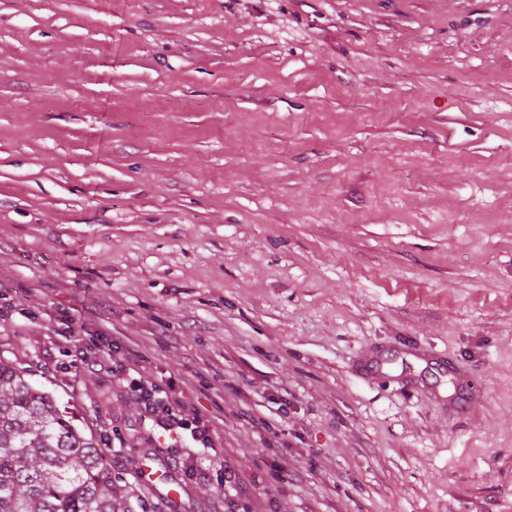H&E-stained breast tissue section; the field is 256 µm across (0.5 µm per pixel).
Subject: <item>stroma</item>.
Wrapping results in <instances>:
<instances>
[{"instance_id": "35a3bbf8", "label": "stroma", "mask_w": 512, "mask_h": 512, "mask_svg": "<svg viewBox=\"0 0 512 512\" xmlns=\"http://www.w3.org/2000/svg\"><path fill=\"white\" fill-rule=\"evenodd\" d=\"M0 357L160 512H512V0H0ZM115 372L116 376H119L123 381L129 382L132 392L141 400L145 409H149L150 412H155L154 406L168 398L167 391L160 385L142 383L140 378L133 377L132 372H136L133 367L120 365L116 367ZM162 394L164 396H160ZM185 406L181 403L177 407L166 408V417L163 420H157L156 426L160 430L157 437V451L164 453L168 448L185 443L191 439L195 443L202 445V448L213 449V441L210 433L209 420H203L201 417L185 413ZM162 438V442L159 439Z\"/></svg>"}]
</instances>
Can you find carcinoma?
<instances>
[{
	"instance_id": "obj_1",
	"label": "carcinoma",
	"mask_w": 512,
	"mask_h": 512,
	"mask_svg": "<svg viewBox=\"0 0 512 512\" xmlns=\"http://www.w3.org/2000/svg\"><path fill=\"white\" fill-rule=\"evenodd\" d=\"M116 486L106 451L0 358V512H140Z\"/></svg>"
}]
</instances>
